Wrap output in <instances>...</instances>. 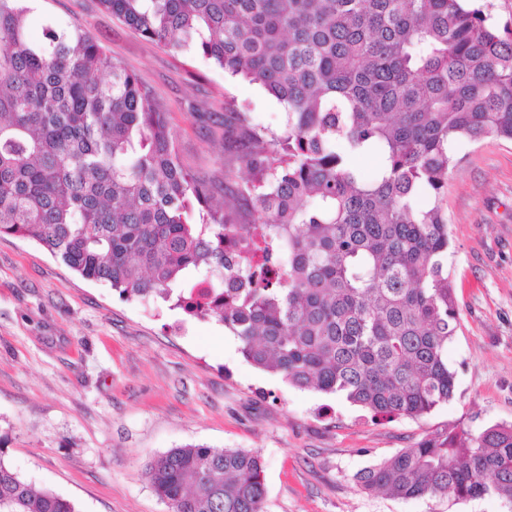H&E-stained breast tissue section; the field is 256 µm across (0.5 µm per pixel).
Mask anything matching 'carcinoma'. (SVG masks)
I'll return each mask as SVG.
<instances>
[{"label": "carcinoma", "instance_id": "1", "mask_svg": "<svg viewBox=\"0 0 512 512\" xmlns=\"http://www.w3.org/2000/svg\"><path fill=\"white\" fill-rule=\"evenodd\" d=\"M149 41L261 87L278 132L224 115L223 177L87 33L0 0V235L123 298L214 318L252 365L376 418L454 396L459 314L443 190L461 142L512 141V31L469 0H100ZM375 153L378 167L357 160ZM246 240L224 249L227 236ZM147 476L171 512H264L258 454L188 444ZM413 499L512 506V425L428 434L356 475ZM0 512H78L0 459Z\"/></svg>", "mask_w": 512, "mask_h": 512}]
</instances>
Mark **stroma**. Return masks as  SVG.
Listing matches in <instances>:
<instances>
[{
    "label": "stroma",
    "instance_id": "35a3bbf8",
    "mask_svg": "<svg viewBox=\"0 0 512 512\" xmlns=\"http://www.w3.org/2000/svg\"><path fill=\"white\" fill-rule=\"evenodd\" d=\"M85 30L167 113L182 163L224 168V114L279 130L282 106L199 54L145 40L99 0H41L45 20ZM445 189L459 328L453 398L420 418L379 420L344 398L256 368L213 319L125 299L35 242L0 237V459L78 512H170L146 474L187 444L257 453L265 512H505L500 500L363 493L357 472L429 433L512 423V142H463Z\"/></svg>",
    "mask_w": 512,
    "mask_h": 512
}]
</instances>
